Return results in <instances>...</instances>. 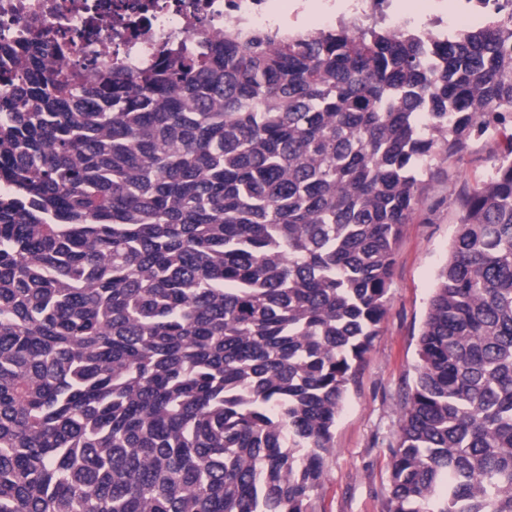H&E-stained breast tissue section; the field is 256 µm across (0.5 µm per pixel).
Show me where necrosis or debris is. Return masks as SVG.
<instances>
[{"instance_id":"obj_1","label":"necrosis or debris","mask_w":512,"mask_h":512,"mask_svg":"<svg viewBox=\"0 0 512 512\" xmlns=\"http://www.w3.org/2000/svg\"><path fill=\"white\" fill-rule=\"evenodd\" d=\"M358 0L337 6L321 0L309 17L323 28L335 27L339 12H358L360 21L383 19L395 26L412 25L424 36L447 35L482 20V11L457 5L433 13L431 0H414L403 17L391 0ZM244 30L288 27V0H0V41H17L47 32L65 44L66 67L93 78L100 61L137 72L151 67L162 48L194 50L223 36L225 26Z\"/></svg>"}]
</instances>
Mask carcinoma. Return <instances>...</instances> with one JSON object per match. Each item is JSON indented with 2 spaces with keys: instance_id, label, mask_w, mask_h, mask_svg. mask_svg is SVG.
<instances>
[{
  "instance_id": "carcinoma-1",
  "label": "carcinoma",
  "mask_w": 512,
  "mask_h": 512,
  "mask_svg": "<svg viewBox=\"0 0 512 512\" xmlns=\"http://www.w3.org/2000/svg\"><path fill=\"white\" fill-rule=\"evenodd\" d=\"M64 54L0 42V512H313L431 160L512 124V15ZM457 204L385 512H512V146Z\"/></svg>"
}]
</instances>
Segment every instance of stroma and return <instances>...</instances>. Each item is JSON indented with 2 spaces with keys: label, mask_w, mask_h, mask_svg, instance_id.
Instances as JSON below:
<instances>
[{
  "label": "stroma",
  "mask_w": 512,
  "mask_h": 512,
  "mask_svg": "<svg viewBox=\"0 0 512 512\" xmlns=\"http://www.w3.org/2000/svg\"><path fill=\"white\" fill-rule=\"evenodd\" d=\"M507 148L503 134L468 140L453 156L438 153L424 191L395 249L386 313L356 369L333 430V451L312 503L315 512H384L390 449L404 393L414 378L417 344L435 277L457 230L456 196L486 178Z\"/></svg>",
  "instance_id": "stroma-1"
}]
</instances>
